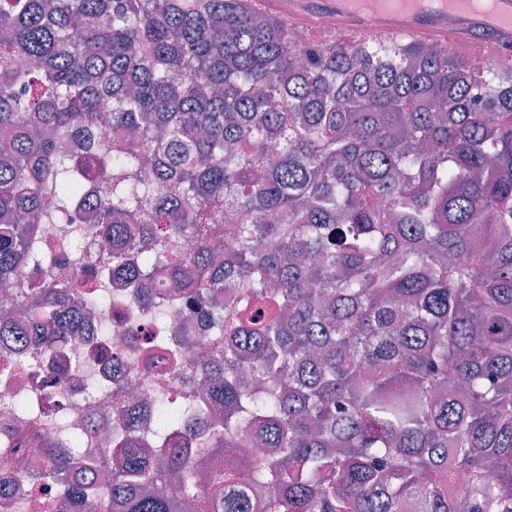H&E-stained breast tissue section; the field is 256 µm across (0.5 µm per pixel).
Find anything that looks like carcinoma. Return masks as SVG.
<instances>
[{"instance_id":"1","label":"carcinoma","mask_w":512,"mask_h":512,"mask_svg":"<svg viewBox=\"0 0 512 512\" xmlns=\"http://www.w3.org/2000/svg\"><path fill=\"white\" fill-rule=\"evenodd\" d=\"M89 217L144 308L224 344L159 408L162 467L131 407L115 466L21 436L62 508L512 512V59L298 41L253 0H0V282L26 310L0 346L61 381L98 299L76 261L17 273L48 262L38 225Z\"/></svg>"}]
</instances>
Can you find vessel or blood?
Returning <instances> with one entry per match:
<instances>
[{"label": "vessel or blood", "mask_w": 512, "mask_h": 512, "mask_svg": "<svg viewBox=\"0 0 512 512\" xmlns=\"http://www.w3.org/2000/svg\"><path fill=\"white\" fill-rule=\"evenodd\" d=\"M320 19L358 35L404 36L448 45L486 36L493 56L512 58V0H496L491 22L467 13L466 0H454L450 10L438 0H382L373 11L356 8L353 0H300L294 25Z\"/></svg>", "instance_id": "b4317fda"}]
</instances>
